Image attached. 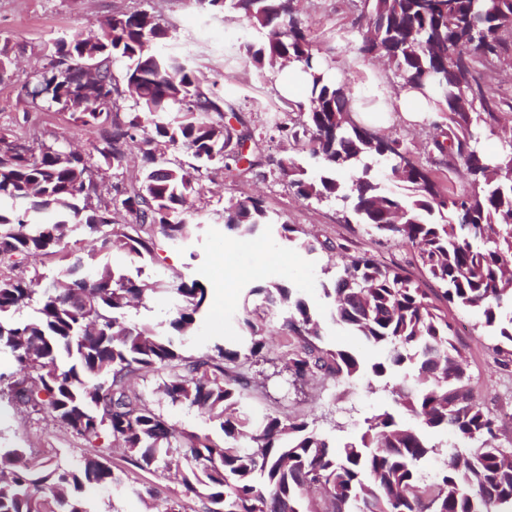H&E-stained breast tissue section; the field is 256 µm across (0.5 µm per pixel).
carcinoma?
Here are the masks:
<instances>
[{
  "instance_id": "obj_1",
  "label": "carcinoma",
  "mask_w": 512,
  "mask_h": 512,
  "mask_svg": "<svg viewBox=\"0 0 512 512\" xmlns=\"http://www.w3.org/2000/svg\"><path fill=\"white\" fill-rule=\"evenodd\" d=\"M238 14L267 40L241 46L259 70L296 64L309 75L303 119L276 122L285 141L306 139L317 165L313 174L290 157L271 160L303 199L339 200L360 224L417 250V258L448 303L475 310L508 345L512 362V148L493 165L480 147L481 132L494 131L504 109L475 75L472 60L498 59L512 49V0H364L357 19L358 51L384 60L404 83L430 86L443 122L435 148L448 167L462 166L469 188L449 192L422 164L407 159L398 138L381 136L354 121L351 87L330 78L335 53L314 43L296 14L294 0H203ZM168 29L146 12L114 15L99 37L74 32L44 48L46 63L26 88L32 102L70 112L84 127L101 128L97 158L65 146L34 153L0 129V263L25 261L65 248L77 229L95 236L98 251H122L132 261L153 257L155 235L189 242L200 225L189 219V197L202 169L170 162L171 149L196 160L229 163L251 171L262 165L246 151L253 135L245 123L224 122L232 104L203 85L186 56L158 45ZM125 65L119 89L112 67ZM127 94L149 116L121 115ZM138 145L144 162L140 185L121 198L132 222L112 221L111 206H92V171H116L124 147ZM411 191L404 201L372 179L375 167ZM345 172V186L336 175ZM265 224L308 253L315 243L298 228L270 216L255 197L230 199L224 226L241 236ZM330 269H324L329 273ZM332 273V272H330ZM94 258L77 257L57 277L38 272L0 277V358L16 370H0V398L30 413L53 407L49 420L89 443L106 435L125 461L141 470L181 476L183 492L163 512H189V501L206 500V512H512V450L497 444L499 417L474 403L457 330L426 289L368 256L344 258L325 296L335 319L386 356L368 367L346 350L322 345L319 324L297 288L274 282L252 288L262 311L243 307L237 324L246 344L214 343L185 356L186 336L200 320L208 289L196 278L146 282ZM157 292L170 294V331L127 319L130 308ZM283 314L284 366L296 380L323 376L336 381L368 374L396 377L394 402L404 422L384 411L366 420L356 442L331 445L305 421L240 409L248 386L245 370L259 361L267 324ZM145 369L166 372L158 389L173 402L207 417L224 434L219 444L177 428L130 386ZM451 432L457 447L429 480L421 461L435 453L426 433ZM117 480L108 449L76 465L33 469L20 448H0V512H91L87 484Z\"/></svg>"
}]
</instances>
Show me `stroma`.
I'll list each match as a JSON object with an SVG mask.
<instances>
[{"label":"stroma","instance_id":"stroma-1","mask_svg":"<svg viewBox=\"0 0 512 512\" xmlns=\"http://www.w3.org/2000/svg\"><path fill=\"white\" fill-rule=\"evenodd\" d=\"M298 16L316 44L335 49L338 79L352 85H372L386 95L398 93L401 81L381 62L360 54V37L353 21L362 9L361 0H297ZM146 11L169 29L168 52L188 55L205 86L230 100L253 134L262 155L291 156L305 162V142L285 144L270 140L274 120L296 117L295 102L278 90L279 73L255 70L244 60H233L240 44L261 43L264 33L247 27L235 14L210 12L198 0H0V45L8 44L14 65L0 75V128L12 130L27 146H74L92 152L97 143L94 128H77L69 113L45 110L33 104L26 86L43 65L47 43L74 31L96 33L99 21L116 14ZM388 134L406 143L412 159L431 166L444 186L459 192L467 187L463 170L451 169L432 149L435 127H388ZM254 196L263 200L270 215L299 228L302 236L320 241L309 254L268 227H258L249 239H241L224 226V205L230 198ZM196 222L202 227L198 239L185 244L160 241L152 260L143 265L142 278L151 282H173L189 274L202 280L210 304L201 329L191 336L184 350L196 353L214 341L238 343L239 329L234 317L243 303L258 304L249 289L279 281L302 291L319 320L323 341L330 347L354 352L360 361L373 363L385 356V349L365 344L333 320V303L321 287L325 267L332 259L369 254L385 264L400 266L415 281L426 276L416 252L395 241L379 239L367 226L345 222L338 202H316L298 198L274 166H262L253 173L238 174L213 166L207 169L198 193L191 199ZM440 309L457 329V339L467 357L469 387L475 400L502 417L499 443L512 448V366L499 365L495 348L499 336L480 323L477 312L440 302ZM281 345L278 335L267 338V360L253 366L244 401L253 415H279L306 420L329 439L343 443L357 438L365 417L394 409L395 403L381 382L361 378L352 382L316 377L292 386L281 373ZM160 374L141 373L134 387L149 405L178 427L220 442L224 434L196 412L170 402L157 388ZM23 449L29 462L55 461L69 464L92 454L93 446L69 430L0 400V448ZM117 483L85 489L93 512H152L139 490L156 488L166 498L180 492L175 478L137 469L127 464L121 451L110 456Z\"/></svg>","mask_w":512,"mask_h":512}]
</instances>
